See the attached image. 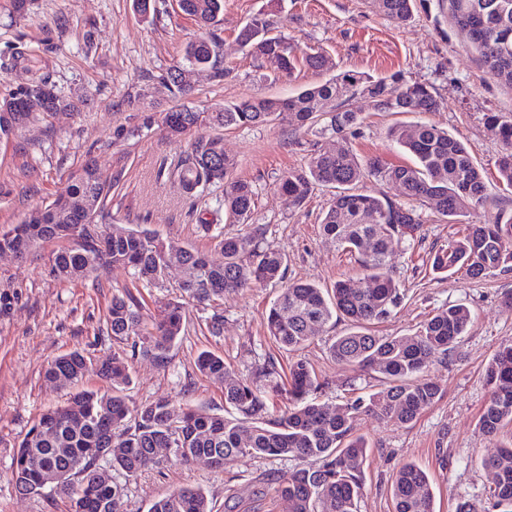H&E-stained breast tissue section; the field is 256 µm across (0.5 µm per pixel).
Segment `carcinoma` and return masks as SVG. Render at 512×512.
Returning <instances> with one entry per match:
<instances>
[{
  "label": "carcinoma",
  "instance_id": "cac0c4a2",
  "mask_svg": "<svg viewBox=\"0 0 512 512\" xmlns=\"http://www.w3.org/2000/svg\"><path fill=\"white\" fill-rule=\"evenodd\" d=\"M181 12L200 26L212 23L223 0H177ZM380 11L398 26L413 17L415 0H375ZM448 12L459 28H467L471 44L489 74L512 88V0H448ZM262 14L241 27L237 40L246 54L277 78H292L303 70L328 72L330 77L302 87L287 99L251 95L226 102L210 112L181 106L164 113L167 135L182 140L201 127L231 129L288 124L299 132L320 127L336 138L331 148L309 144L306 167L282 174L277 189L294 204H302L317 186L336 189L321 219L323 235L359 265L363 285L336 281L331 289L307 280H286L287 260L264 242L263 228L252 223L256 192L252 184L231 179L237 161L224 151L220 134L190 142L177 168L179 191L200 197L224 185V212L246 231L227 235L206 219L200 228L215 240L224 262L215 263L189 245L165 240L147 228L98 223L121 172L111 182L102 180L98 166L88 161L67 186L27 220L0 231V253L26 256L48 242H57L53 271L66 280L84 278L115 267L127 270L134 281L163 287L171 256L179 258L183 277L179 296L161 310L152 326L143 323L142 301L127 289L112 296L99 333L121 344L112 357L95 360L74 350L51 361L45 378L72 389L64 406L48 410L15 445L12 482L17 491L39 495L51 488L65 512H123L125 478L157 467V448L174 449L184 464L211 462L224 466L242 459L288 457L296 466L276 478V492L288 499L292 512H357L367 444L354 434L352 421L371 416L413 423L441 396L427 378L430 366L448 359L458 340L473 323L470 309L452 304L436 311L420 330L402 336H379L371 326L385 321L400 305L403 294L390 265L393 243L414 238L422 222L416 210L387 196L359 191L369 176L397 185L410 199L430 203L450 223H459L472 206H498L486 193L482 169L467 148L447 130L428 123L396 126L389 139L413 156L410 165H393L375 157L361 163L349 149L356 134L358 114L345 107L361 94L379 112L424 113L438 108L434 88L401 75L374 77L351 71L336 72L322 51L302 50ZM192 70L211 83L233 77L220 60V42L214 35L190 42L182 61L158 77V83L176 99L194 91L183 78ZM31 74L28 82L0 98V137L22 128L37 112L72 107L47 80ZM486 125L503 144L498 159L499 181L512 189V119L492 112ZM436 271H462L477 279L493 271H512V212L497 211L492 222L467 224L465 234L432 257ZM283 287L266 314L273 342L298 351L332 319H343L350 329L328 344L339 365L356 366L376 381L371 389L331 410L318 401L325 386L304 359L289 363L288 377L276 359L268 356L252 375H233L224 357L209 351L196 360L198 371L224 380V404L232 415L220 416L186 403L178 408L168 398L131 405L124 394L130 382L129 359L141 356L165 368L170 351L185 330L181 298L199 304L211 302L256 284ZM95 376L109 384L105 390L81 386ZM489 400L479 418L481 432L495 437L512 425V340L500 346L486 370ZM281 396L287 405L268 417L267 401ZM112 448V454L104 452ZM482 466L490 481V506L485 512H512V441L498 447ZM396 512H434L427 473L403 465L393 480ZM148 512H212L200 489L179 488L155 500Z\"/></svg>",
  "mask_w": 512,
  "mask_h": 512
}]
</instances>
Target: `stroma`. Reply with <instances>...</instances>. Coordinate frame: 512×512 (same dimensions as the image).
Returning a JSON list of instances; mask_svg holds the SVG:
<instances>
[{
  "label": "stroma",
  "instance_id": "1",
  "mask_svg": "<svg viewBox=\"0 0 512 512\" xmlns=\"http://www.w3.org/2000/svg\"><path fill=\"white\" fill-rule=\"evenodd\" d=\"M157 6L158 15L146 21L134 12L133 0H35L30 13L19 17L10 0H0V96L25 83L23 66L29 59L59 93L79 104L75 111L37 115L15 136L0 141V226L24 221L93 159L103 179L122 174L106 203L107 223L140 225L223 261L198 222L203 211L216 208L222 193L202 199L180 194L170 171L188 144L166 137L161 117L175 101L156 82L181 60L186 44L205 31L179 10L176 0H157ZM258 13L267 14L275 29L299 48L322 49L341 69L376 77L401 74L433 86L439 108L419 116L378 112L367 100L353 99L360 121L349 139L354 157L411 163L387 131L422 120L460 140L484 169L490 195L512 209V190L504 189L497 177L503 146L485 123L490 112L512 116V88L490 76L450 20L448 0H416L413 20L401 27L373 0H279L275 5L269 0H224L215 31L222 39L224 65L235 77L221 84L199 80L190 105L202 110L253 94L285 98L301 86L325 80V73L310 70L292 80L267 78L236 40L240 27ZM223 136L225 150L237 161L234 177L255 188V223L264 226L267 244L288 260V278L328 287L339 279L358 282L357 264L320 233V216L332 188H314L296 207L275 187L281 173L309 158L293 145L287 126L239 127ZM411 206L422 220L421 236L394 247V278L404 298L391 317L375 325L376 334L415 332L435 311L455 303L465 304L474 322L448 361L431 366L428 376L443 395L414 423L367 416L354 420L355 433L367 441L358 512H395L391 483L409 462L428 472L435 512H456L463 501L483 512L489 483L481 461L497 443L512 438L504 432L492 441L478 427L490 395L486 366L500 345L512 340V311L502 306L503 295L512 291V272L471 280L460 272L434 271L433 254L456 238L458 227L425 202L415 200ZM53 249L48 243L23 258L0 254V286L11 284L23 292L10 316L0 318V512H63V504L50 494L16 491L13 447L40 414L67 399L65 391L45 381L48 363L75 349L100 360L111 356L114 346L109 337L98 335L99 321L113 295L132 283L121 268L97 280H62L52 271ZM279 290L276 284L256 285L207 306L185 300L186 329L170 352L169 366L159 368L140 357L130 360L126 394L131 403L183 399L223 414V382L203 376L195 366L204 350L222 356L243 378L269 354L283 369L295 358L306 359L328 381L321 401L331 407L349 398V385L365 386L363 372L336 364L327 352L346 321L324 326L299 353L277 348L264 317ZM216 310L224 313L220 336L206 329L207 317ZM294 466L282 457L244 459L221 469L167 460L126 480L124 509L148 512L154 500L173 490L198 487L213 512H291L290 503L275 492V478Z\"/></svg>",
  "mask_w": 512,
  "mask_h": 512
}]
</instances>
